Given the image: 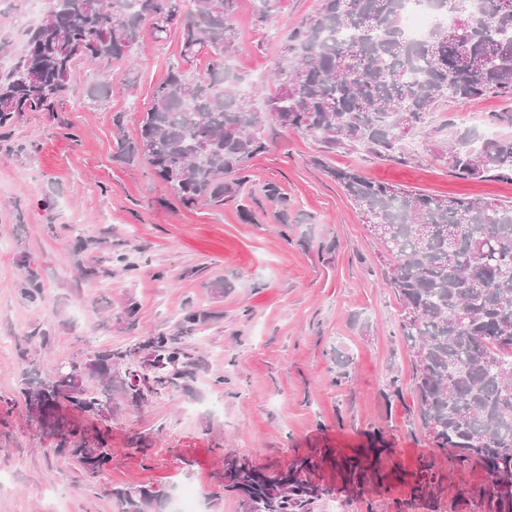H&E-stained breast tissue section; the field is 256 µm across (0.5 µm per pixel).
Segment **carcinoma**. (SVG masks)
I'll return each instance as SVG.
<instances>
[{
  "label": "carcinoma",
  "mask_w": 512,
  "mask_h": 512,
  "mask_svg": "<svg viewBox=\"0 0 512 512\" xmlns=\"http://www.w3.org/2000/svg\"><path fill=\"white\" fill-rule=\"evenodd\" d=\"M262 24L279 0H251ZM420 0H319L302 20L284 28L282 54L264 97L239 89L232 69L237 51L233 24L240 0H54L40 22L24 33L14 62L0 69V128L23 112L54 109L81 61H127L150 29L157 39L178 33L179 61L152 94L135 138L121 136V157L145 161L184 207L220 206L249 181L251 161L263 154L268 125L293 130L328 151L363 149L382 159L407 160L403 137L430 124L444 99H512V7L505 0H430L448 21L420 42L401 25L410 3ZM209 56L201 73L196 62ZM455 175L512 182V135L473 141L468 134L439 153ZM359 210L382 249L387 285L398 296L400 328L412 360L417 412L433 449L448 453V470L480 468L485 483L453 489L449 473L422 458L412 473L414 497L448 512H512V201L427 195L364 177L351 167L317 158ZM266 198L288 223V197L275 184ZM38 300L30 272L21 288ZM151 349V371L136 359ZM180 337L164 334L148 346L105 348L88 361L25 378L21 391L32 425L55 440L53 452L95 478L112 449L87 438L62 413L68 406L92 412L112 401V370L129 403L176 385L187 376ZM99 389L84 390L86 377ZM373 464H344V479L358 488L381 478ZM329 450L271 471L235 453L223 458L224 488L239 495L247 512H306L322 493L318 459ZM119 512H158L170 500L163 487L115 492Z\"/></svg>",
  "instance_id": "1"
}]
</instances>
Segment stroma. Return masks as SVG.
<instances>
[{
    "label": "stroma",
    "instance_id": "obj_1",
    "mask_svg": "<svg viewBox=\"0 0 512 512\" xmlns=\"http://www.w3.org/2000/svg\"><path fill=\"white\" fill-rule=\"evenodd\" d=\"M317 4L282 0L264 26L242 5L233 59L241 89L273 93L275 32ZM178 49L176 36L148 34L133 64L79 63L54 111L0 128V512H117L116 490L174 494L188 482L201 512H246L220 479L224 452L264 468L320 448L330 458L316 473L325 492L311 512H431L411 498L417 460L432 452L410 392L399 301L378 242L312 159L429 195L512 201V183L462 179L436 159L455 134L485 136V115L512 110V100H446L426 132L404 140L405 163L326 153L269 127L237 200L186 208L146 163L117 156L113 125L121 118L136 136ZM269 183L288 196L287 224L264 195ZM88 265L97 277L81 276ZM28 267L42 286L34 304L21 293ZM192 310L209 321L185 324ZM175 333L194 364L188 379L136 407L116 400L106 421L78 415L88 434H108L112 457L100 476L52 454L17 400L20 350L37 344L44 373ZM380 442L382 483L349 492L337 461Z\"/></svg>",
    "mask_w": 512,
    "mask_h": 512
}]
</instances>
